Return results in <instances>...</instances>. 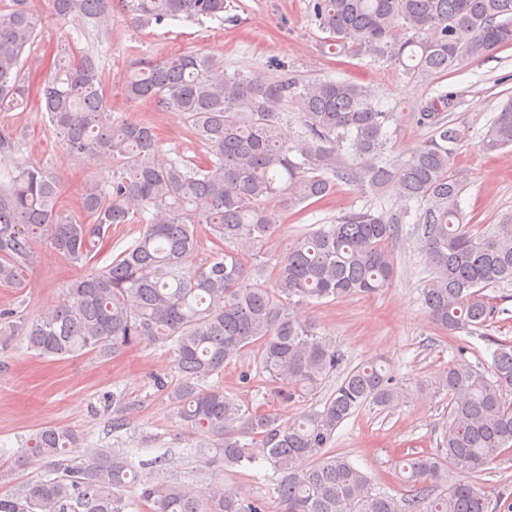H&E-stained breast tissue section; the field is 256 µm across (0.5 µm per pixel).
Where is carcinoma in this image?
Listing matches in <instances>:
<instances>
[{"instance_id":"1","label":"carcinoma","mask_w":512,"mask_h":512,"mask_svg":"<svg viewBox=\"0 0 512 512\" xmlns=\"http://www.w3.org/2000/svg\"><path fill=\"white\" fill-rule=\"evenodd\" d=\"M49 3L56 20L84 32L112 23V0ZM226 8V0H122L124 15L140 27L216 18ZM309 9L329 49L382 58L416 76L447 75L467 59L512 46V0H310ZM40 23L30 0L0 9V112L29 96L22 57ZM271 67L277 76L265 79L229 74L218 59L193 53L136 61L123 84L125 99L182 113L204 150L202 158L164 166L156 161L162 141L155 128L111 112L95 53L81 51L47 76L37 95L67 159L92 165L109 157L112 169L85 182L72 212L63 208L55 172L16 165L0 173V287H28L25 273L42 244L83 268L54 309L32 319L1 309L0 325L43 357L86 351L107 360L142 341L168 348L177 381L156 378L154 385L198 434L196 454L225 469L267 463L279 475L280 512H489V494L468 476L512 452V341H493L490 360L475 365L460 347L442 379L448 421L440 449L399 460L395 494L328 451L336 430L362 407L400 404L384 360L344 372L319 408L288 425L209 383L227 364L249 357L285 397H318L343 355L297 308L388 287L395 272L388 244L410 216L429 273L423 303L439 331L470 335L486 326L496 306L484 291L512 284V218L483 229L465 223L460 207L465 184L452 170L460 132L446 116L456 95L414 113L428 136L393 156L390 128L398 115L369 87L302 82L281 62ZM289 103L303 125L292 138L282 133ZM480 147H512V99L480 134ZM339 181L365 186L376 201L291 243L266 286L263 266L248 265L282 221L266 202L282 197L290 209L311 205L332 195ZM391 182L405 203L396 216L378 201ZM118 224L140 225L139 237L100 268L99 246ZM198 224L209 226L213 248L194 266ZM33 458L47 460V471L0 495V512H127L128 488L150 512L266 509L222 480L198 488L166 481L151 467L139 471L124 449L86 447L64 427L31 435L17 464ZM450 470L460 474L451 483Z\"/></svg>"}]
</instances>
